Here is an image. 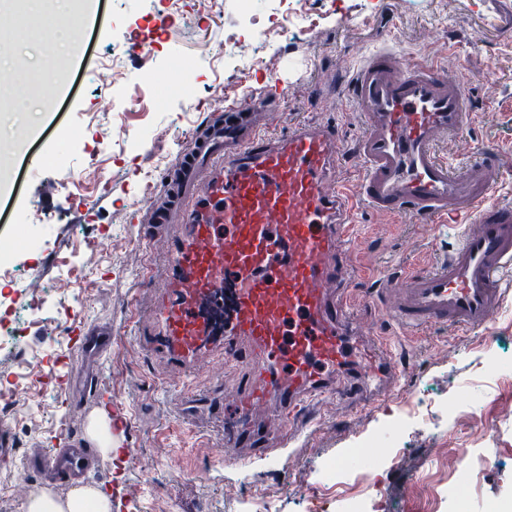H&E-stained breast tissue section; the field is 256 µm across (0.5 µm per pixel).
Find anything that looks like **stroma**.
Segmentation results:
<instances>
[{
  "instance_id": "stroma-1",
  "label": "stroma",
  "mask_w": 512,
  "mask_h": 512,
  "mask_svg": "<svg viewBox=\"0 0 512 512\" xmlns=\"http://www.w3.org/2000/svg\"><path fill=\"white\" fill-rule=\"evenodd\" d=\"M240 0H218L204 12L197 0H95L92 15L72 28L76 45L69 62L47 74L50 43L29 5L0 0V43L10 52L0 62V236L11 238L17 224L33 225L36 252L18 254L15 280L0 281V299L31 272L72 277L83 299L85 328L108 327L112 343L99 361H88L78 336L63 348L43 345L46 325L33 317L15 371L26 375L43 363L58 377L89 370L96 391H63L53 412L38 427L20 424L9 436L10 455L32 489L40 484L27 467L34 449L50 447L57 428L85 437L87 409L113 410L112 442L133 449L134 458L116 467L108 457L85 479L87 485L128 487L140 512H240L260 497L276 512H334L346 488H321L316 474L329 460L359 470L372 436L393 420L406 429L396 447L403 461L384 472V499L393 512H452L447 469L437 450L471 448L467 475L472 482L468 512L512 500V420L497 419L501 403L512 401V266L502 272L508 293L488 330L468 335L445 325L401 334L383 314L375 286L406 267L423 268L447 257L459 227L428 224L407 213L380 214L359 206L357 230L346 251L350 298L356 317L380 344L389 347L397 375L379 400L354 407L337 396L311 402L297 420L302 432L294 452L275 463H256L244 473L234 462L240 448L219 446L218 424L194 425L182 419L181 400L237 383L242 367L175 377V365L161 350L144 349L154 331L149 309L167 273L163 254L150 252L137 223L153 206L172 160L190 146L212 117V102L257 103L280 87L273 131L300 122L335 126L345 158L338 177L354 184L355 156L362 122L344 87L365 51L385 46L401 58L438 55L448 73L460 79L473 109L462 135L443 140L440 154L459 162L484 147L495 148L504 172L492 195L512 208V0H294L286 31H271L258 65L249 70L224 64V33L241 20ZM178 16L177 25L156 31L149 52L133 53L131 29L149 27L157 12ZM117 64L116 85L97 80L99 68ZM193 74V99L174 97L166 84L169 68ZM60 78L64 91L49 86ZM124 135H112L113 121ZM32 125L40 132L24 137ZM81 134L72 141L70 132ZM147 137L140 155L125 151L126 141ZM81 236L72 239L71 225ZM97 246L93 267L85 249ZM141 319H134L135 306ZM507 367L492 376L487 357ZM417 493H410L411 484Z\"/></svg>"
}]
</instances>
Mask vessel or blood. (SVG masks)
I'll return each instance as SVG.
<instances>
[{
    "label": "vessel or blood",
    "instance_id": "obj_1",
    "mask_svg": "<svg viewBox=\"0 0 512 512\" xmlns=\"http://www.w3.org/2000/svg\"><path fill=\"white\" fill-rule=\"evenodd\" d=\"M348 91L364 125L356 194L335 180L333 126L302 122L263 134L247 110L231 106L180 152L164 175L162 201L139 218L150 250L166 253L170 267L152 311L155 342L187 373L202 361L248 366L234 394L240 425L223 434L250 447L237 463L242 472L295 442L292 423L309 401L335 392L369 398L394 377L341 286V246L355 228L356 202L472 225L447 260L405 270L381 288L400 327L477 332L504 296L512 210L491 200L502 174L488 152L462 165L438 153L471 119L461 84L437 63L379 48L362 58ZM85 336L91 357L112 342L108 328ZM273 400L280 426L271 449L250 415ZM97 461L88 443L59 435L38 469L68 488Z\"/></svg>",
    "mask_w": 512,
    "mask_h": 512
}]
</instances>
